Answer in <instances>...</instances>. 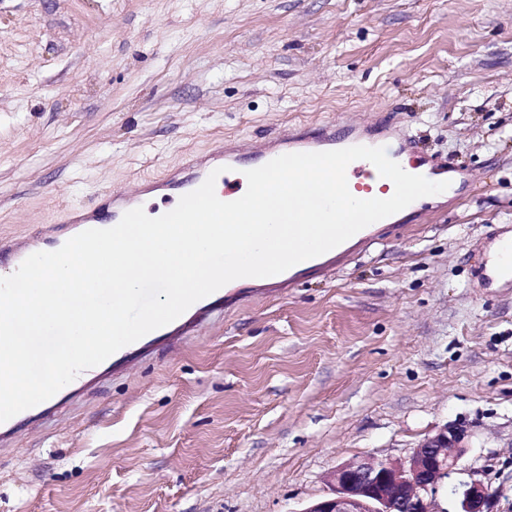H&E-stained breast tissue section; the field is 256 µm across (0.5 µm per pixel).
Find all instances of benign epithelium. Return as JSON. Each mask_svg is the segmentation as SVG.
Segmentation results:
<instances>
[{
  "label": "benign epithelium",
  "instance_id": "7a95c632",
  "mask_svg": "<svg viewBox=\"0 0 512 512\" xmlns=\"http://www.w3.org/2000/svg\"><path fill=\"white\" fill-rule=\"evenodd\" d=\"M466 430L444 425L423 439L404 461L366 457L332 470L333 494L310 501L298 512H445L437 496L444 480L456 471L464 451ZM456 512H492L494 493L480 481L464 482L451 490Z\"/></svg>",
  "mask_w": 512,
  "mask_h": 512
}]
</instances>
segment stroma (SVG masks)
<instances>
[{"instance_id": "stroma-1", "label": "stroma", "mask_w": 512, "mask_h": 512, "mask_svg": "<svg viewBox=\"0 0 512 512\" xmlns=\"http://www.w3.org/2000/svg\"><path fill=\"white\" fill-rule=\"evenodd\" d=\"M384 118L472 187L333 268L241 289L0 455V512H299L466 426L512 512V0H0V240L216 139Z\"/></svg>"}]
</instances>
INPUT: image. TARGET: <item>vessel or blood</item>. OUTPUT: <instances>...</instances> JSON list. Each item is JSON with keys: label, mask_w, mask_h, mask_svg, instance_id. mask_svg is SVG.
<instances>
[{"label": "vessel or blood", "mask_w": 512, "mask_h": 512, "mask_svg": "<svg viewBox=\"0 0 512 512\" xmlns=\"http://www.w3.org/2000/svg\"><path fill=\"white\" fill-rule=\"evenodd\" d=\"M356 145L385 148L388 156L397 163L406 164L411 174L444 181L449 174L461 171L459 165L433 159L418 146L409 143L397 130L385 125L339 124L328 120L291 134L275 131L268 135L262 148H243L228 142L204 154L184 158L177 169H163L160 174L141 180L135 186L106 191L95 205L86 208L64 207L54 224L45 226L23 241H0V267L16 271L29 255L57 250L84 230L114 227L126 211L139 207L146 194L160 193L165 203L173 204L197 189L214 172L218 175L215 187L219 197L229 202L244 193V171L263 166L283 154L332 151ZM346 176L349 190L357 198L385 199L394 192L393 183L382 178L369 161H353L346 170ZM238 287V282H229L227 287L195 302L173 322L124 346L101 364L80 372L50 399L0 423V451L16 447L22 427L41 426L53 419L59 410L82 402L97 386L117 374L127 372L136 362L149 357L157 347L172 350L182 347L199 322L209 317H223L224 303Z\"/></svg>", "instance_id": "obj_1"}]
</instances>
